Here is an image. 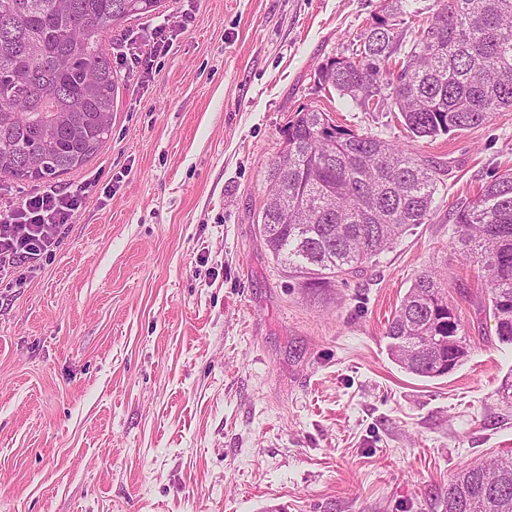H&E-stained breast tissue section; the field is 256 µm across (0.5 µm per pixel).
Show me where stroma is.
<instances>
[{
    "label": "stroma",
    "mask_w": 512,
    "mask_h": 512,
    "mask_svg": "<svg viewBox=\"0 0 512 512\" xmlns=\"http://www.w3.org/2000/svg\"><path fill=\"white\" fill-rule=\"evenodd\" d=\"M383 5L168 0L118 34L112 134L54 182L84 203L35 276L0 280V512H444L450 480L512 453V345L451 245L456 204L512 170V110L412 139L322 88ZM303 108L443 172L431 223L318 294L255 224ZM426 270L470 346L434 379L386 334Z\"/></svg>",
    "instance_id": "35a3bbf8"
}]
</instances>
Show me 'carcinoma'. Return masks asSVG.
<instances>
[{
    "mask_svg": "<svg viewBox=\"0 0 512 512\" xmlns=\"http://www.w3.org/2000/svg\"><path fill=\"white\" fill-rule=\"evenodd\" d=\"M384 15L349 56L318 68L320 85L381 110L391 101L415 138L478 128L512 109V0H442L429 25L404 44ZM166 0H0V173L42 180L82 168L111 135L118 79L112 32L160 12ZM257 216L274 259L301 288H330L349 271L430 220L439 177L400 143L359 134L302 109L288 121L267 173ZM458 254L478 265L499 342L512 345V172L486 182L455 211ZM435 274L418 276L386 334L394 359L420 378H439L468 354L461 320L448 323ZM461 341L448 344V337ZM445 512H512V457L478 464L448 484Z\"/></svg>",
    "mask_w": 512,
    "mask_h": 512,
    "instance_id": "obj_1",
    "label": "carcinoma"
}]
</instances>
